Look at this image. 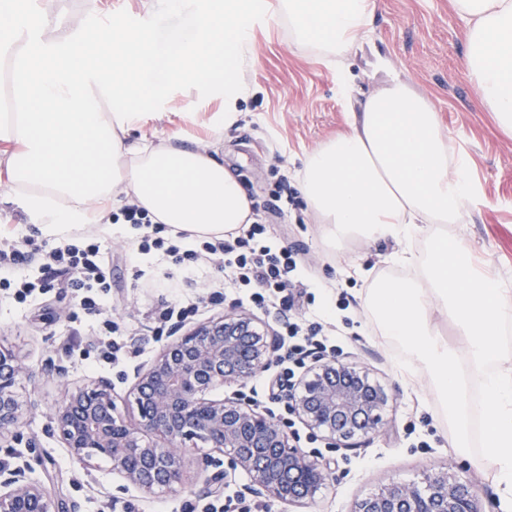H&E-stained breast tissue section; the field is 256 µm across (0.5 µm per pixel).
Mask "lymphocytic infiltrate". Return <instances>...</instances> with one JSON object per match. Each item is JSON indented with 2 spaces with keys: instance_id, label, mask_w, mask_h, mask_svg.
Segmentation results:
<instances>
[{
  "instance_id": "1",
  "label": "lymphocytic infiltrate",
  "mask_w": 512,
  "mask_h": 512,
  "mask_svg": "<svg viewBox=\"0 0 512 512\" xmlns=\"http://www.w3.org/2000/svg\"><path fill=\"white\" fill-rule=\"evenodd\" d=\"M112 221L131 225L143 233L128 255L130 264H137L141 256L154 251L172 258L187 273L217 264L224 269L228 287L248 289L250 301L262 308L289 309L302 296V283L293 277L297 268L293 249L271 246L262 218L240 225L221 238L191 241L182 232L173 238L161 237L148 213L133 203L113 211ZM62 272L70 274L69 285L76 288L82 310L104 320V359H123L125 345L118 336L119 326L108 318L112 285L99 242L81 239L64 246L33 247L29 242L0 236V288L12 291L18 302L44 294L50 279Z\"/></svg>"
}]
</instances>
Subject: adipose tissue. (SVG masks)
<instances>
[{"label":"adipose tissue","mask_w":512,"mask_h":512,"mask_svg":"<svg viewBox=\"0 0 512 512\" xmlns=\"http://www.w3.org/2000/svg\"><path fill=\"white\" fill-rule=\"evenodd\" d=\"M466 24L463 65L481 106L512 134V0H451ZM297 43L336 57L369 37L375 0H279ZM270 0H152L147 25L122 20L83 31L79 19L40 17L38 46L12 38L23 0H0V156L8 172L0 204L22 209L44 234L90 224L97 205L134 200L153 223L203 238L252 223L251 202L216 152L131 138L151 99L172 84L224 81L225 127L246 92L236 75L253 54L250 34ZM185 13L191 35L163 46L167 17ZM299 189L329 242L404 243L398 259L417 279L369 288L366 305L385 335L408 350L405 370L425 369L446 401L459 441L469 434L470 393L485 400L486 451L497 465L504 512H512V366L489 369L499 332L512 323V290L481 273L470 249L431 234L460 223L478 194L469 160L441 127L432 102L393 75L350 112L348 129L303 159ZM429 239L427 257L410 244ZM448 321L466 340L449 346Z\"/></svg>","instance_id":"obj_1"}]
</instances>
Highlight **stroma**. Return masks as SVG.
<instances>
[{
    "instance_id": "1",
    "label": "stroma",
    "mask_w": 512,
    "mask_h": 512,
    "mask_svg": "<svg viewBox=\"0 0 512 512\" xmlns=\"http://www.w3.org/2000/svg\"><path fill=\"white\" fill-rule=\"evenodd\" d=\"M52 2L53 14L81 17L90 30L111 19L146 16V0ZM252 50L253 63L238 74L248 93L238 102L241 118L234 127L215 125L224 109L223 88L200 92L174 85L147 108L141 133L162 144H214L250 198L265 205L280 177L297 183L306 152L347 130L337 68L348 71L359 95L380 87L389 74H399L433 101L443 126L469 158L479 186L478 202L461 223L448 225V238L463 239L482 270L512 285V138L499 133L490 113L478 104L463 68L465 24L449 0H377L368 42L341 61L295 47L287 19L277 15L253 30ZM267 234L272 242L298 250L304 261L299 275L306 295L288 312L241 302L238 292L223 288L224 274L214 267L189 276L173 262L155 260L143 265L142 276H135L126 256L138 232L126 224H87L54 236L57 244L91 236L106 249L112 316L126 334L129 352L119 364L101 362L102 338L80 316L77 293L65 287L63 276L53 277L44 295L24 304L0 290V348L21 358L32 372L14 388L22 410L20 438L0 447V467L28 465L31 478L58 484L61 496L78 512H107L113 504L125 512H200L211 499L202 485H176L153 495L123 488L109 460L101 457L94 467H84L64 447L51 422L67 387L101 376L111 380L117 411L126 414L135 369L147 367L167 341L155 332L159 315L177 300L198 304L193 317L197 323L237 310L278 332L289 318L331 323L340 335L326 355L356 362L385 388L389 399L383 432L353 451L329 447L291 414L286 400L271 398L267 383L276 378L277 366L244 384L221 388V395L242 394L247 403L287 422L305 451L334 459L335 481L298 512H352L357 499L380 485L414 483L445 466L456 480L476 488L484 512H502L493 459L469 448L457 450L430 380L422 374L401 376L394 342L382 335L365 307L373 284L411 278L408 267L390 261L400 244L351 241L329 248L300 199L287 216L269 217ZM339 283L348 293L347 308L325 310L328 287Z\"/></svg>"
}]
</instances>
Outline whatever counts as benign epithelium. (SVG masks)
Listing matches in <instances>:
<instances>
[{
  "instance_id": "7a95c632",
  "label": "benign epithelium",
  "mask_w": 512,
  "mask_h": 512,
  "mask_svg": "<svg viewBox=\"0 0 512 512\" xmlns=\"http://www.w3.org/2000/svg\"><path fill=\"white\" fill-rule=\"evenodd\" d=\"M277 336L247 313L231 312L199 323L163 346L151 365L134 372L133 420L115 415L112 384L100 379L67 392L52 416L76 458L106 457L126 483L151 494L182 481V449L205 442L254 478L253 493L288 505L314 498L335 476L331 461L295 444L288 427L239 396L213 397L226 383L242 384L265 370ZM28 369L0 349V439L20 427L12 387ZM309 429L328 434L334 448L352 450L380 432L383 389L368 374L338 358L316 355L292 387L277 389ZM0 512H69L51 488L21 468H0ZM353 512H482L474 489L435 471L424 485L390 482L360 499Z\"/></svg>"
}]
</instances>
